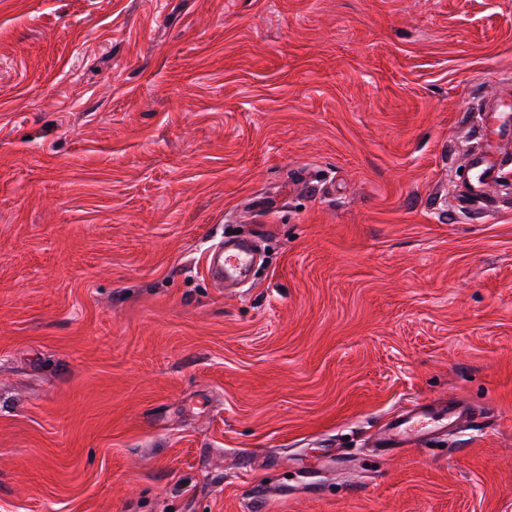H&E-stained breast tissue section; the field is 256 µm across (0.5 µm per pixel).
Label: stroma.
I'll return each instance as SVG.
<instances>
[{
  "mask_svg": "<svg viewBox=\"0 0 512 512\" xmlns=\"http://www.w3.org/2000/svg\"><path fill=\"white\" fill-rule=\"evenodd\" d=\"M496 125L512 0H0V512H512ZM496 149L499 150V154L502 156L507 148L489 143L486 153H478L472 159L471 167L474 170L477 192H480L483 186L496 182L499 177L500 162H495L491 156ZM251 241L224 240L210 249L207 270L221 287L237 281L256 261ZM483 409L476 410L459 397L438 398L427 403H412L398 410L377 434V446L386 451L409 448L447 435L452 430L483 418Z\"/></svg>",
  "mask_w": 512,
  "mask_h": 512,
  "instance_id": "35a3bbf8",
  "label": "stroma"
}]
</instances>
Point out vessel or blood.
<instances>
[{
    "mask_svg": "<svg viewBox=\"0 0 512 512\" xmlns=\"http://www.w3.org/2000/svg\"><path fill=\"white\" fill-rule=\"evenodd\" d=\"M496 144H489L487 153L476 154L471 167L477 186L497 181L500 165L492 158ZM256 260L251 241L224 240L210 249L207 270L220 286L237 281ZM483 410L472 408L459 397L439 398L427 403H413L402 407L379 431L376 441L387 451L409 448L448 434L452 430L479 421Z\"/></svg>",
    "mask_w": 512,
    "mask_h": 512,
    "instance_id": "1",
    "label": "vessel or blood"
}]
</instances>
